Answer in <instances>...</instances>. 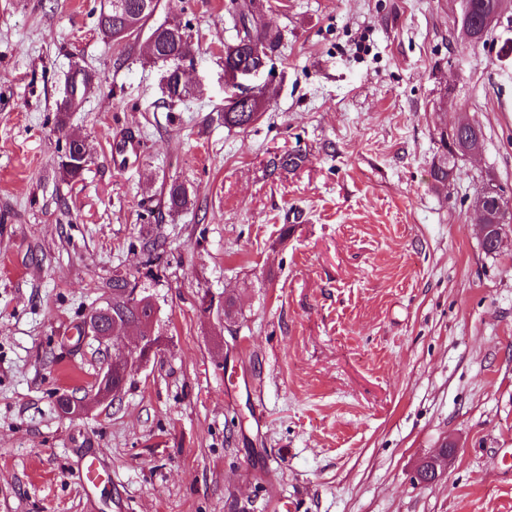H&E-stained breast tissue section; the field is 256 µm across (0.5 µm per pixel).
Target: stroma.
<instances>
[{
  "mask_svg": "<svg viewBox=\"0 0 512 512\" xmlns=\"http://www.w3.org/2000/svg\"><path fill=\"white\" fill-rule=\"evenodd\" d=\"M240 2L161 0L152 25L192 44L173 101L145 33L103 39L106 0H0V512H512V224L485 253L473 208L487 181L512 204V8L475 47L460 0H254L283 42L242 130L224 125ZM77 66L96 81L63 118ZM461 115L482 148L441 189ZM70 134L90 148L74 182ZM117 277L156 297L158 353L59 415L134 343L77 331ZM86 148L85 140L67 141L65 153L59 163L64 178L75 181L81 177L88 163L87 159H84ZM83 150H85V153H83Z\"/></svg>",
  "mask_w": 512,
  "mask_h": 512,
  "instance_id": "35a3bbf8",
  "label": "stroma"
}]
</instances>
